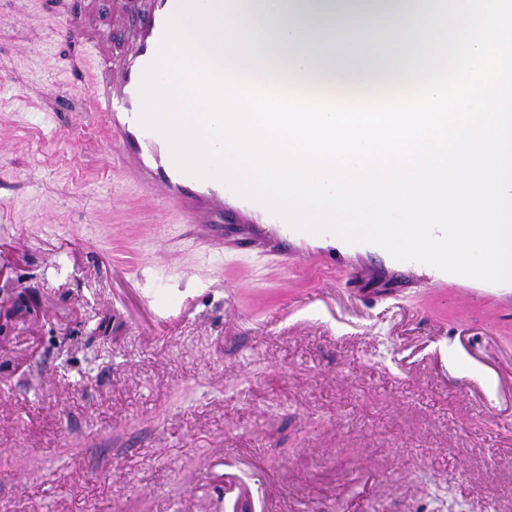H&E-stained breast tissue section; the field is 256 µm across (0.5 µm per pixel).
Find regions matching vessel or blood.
I'll return each instance as SVG.
<instances>
[{
    "label": "vessel or blood",
    "instance_id": "b4317fda",
    "mask_svg": "<svg viewBox=\"0 0 512 512\" xmlns=\"http://www.w3.org/2000/svg\"><path fill=\"white\" fill-rule=\"evenodd\" d=\"M179 4L180 0H147L133 32L123 38L116 52L107 55L92 85V98L105 118L109 147L115 150L126 175L144 189L147 201L175 208L187 223L208 229L220 244L224 241V223L232 216L226 206L230 189L218 181L180 172L165 138L138 122L143 71L155 58L166 21ZM246 206L264 215L267 234L284 240L311 241V234L292 229L261 204L250 200Z\"/></svg>",
    "mask_w": 512,
    "mask_h": 512
}]
</instances>
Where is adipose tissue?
I'll return each mask as SVG.
<instances>
[{
    "instance_id": "obj_1",
    "label": "adipose tissue",
    "mask_w": 512,
    "mask_h": 512,
    "mask_svg": "<svg viewBox=\"0 0 512 512\" xmlns=\"http://www.w3.org/2000/svg\"><path fill=\"white\" fill-rule=\"evenodd\" d=\"M253 53L337 96L392 85L434 42L441 0H240Z\"/></svg>"
}]
</instances>
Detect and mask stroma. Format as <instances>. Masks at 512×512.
I'll use <instances>...</instances> for the list:
<instances>
[{
    "label": "stroma",
    "mask_w": 512,
    "mask_h": 512,
    "mask_svg": "<svg viewBox=\"0 0 512 512\" xmlns=\"http://www.w3.org/2000/svg\"><path fill=\"white\" fill-rule=\"evenodd\" d=\"M74 2L0 0V512H512V282L213 250L108 162Z\"/></svg>",
    "instance_id": "35a3bbf8"
}]
</instances>
